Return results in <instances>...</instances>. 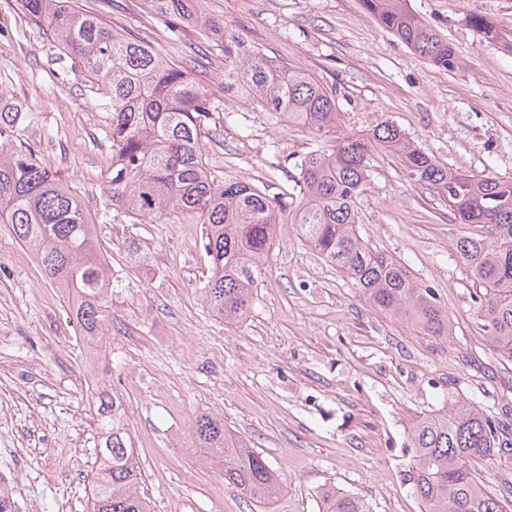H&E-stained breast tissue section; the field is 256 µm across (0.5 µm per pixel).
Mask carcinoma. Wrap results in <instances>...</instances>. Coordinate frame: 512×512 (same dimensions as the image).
Segmentation results:
<instances>
[{
  "mask_svg": "<svg viewBox=\"0 0 512 512\" xmlns=\"http://www.w3.org/2000/svg\"><path fill=\"white\" fill-rule=\"evenodd\" d=\"M167 23L173 40L195 53L197 38L213 35L223 45L224 88L236 89L265 111L321 135L336 125V98L309 74L248 46L221 18L201 13L198 0H144ZM388 33L442 70L460 61L433 26L411 12L406 0H362ZM28 18L62 45L72 63L106 91L112 110L108 138L112 168L103 188L104 214L138 220L171 212L202 224V245L211 264L204 286L211 311L224 325L244 322L252 288L264 273L277 226L291 214L303 240L345 274L370 307L401 319L423 336L446 342L452 335L448 310L434 290L416 280L406 264L370 248L357 229L356 200L370 177L377 147L399 157L408 178L448 202L461 224H479L486 235L461 237L456 252L485 289L479 305L492 347L512 361V179L454 171L418 148L395 124L381 122L368 138L345 134L302 157L297 187L301 199L288 212L285 193L237 178H211L202 139H216L214 115L224 102L195 80L198 60L177 64L140 40L120 35L103 20L81 12L72 0H21ZM22 106L0 112V224H9L34 254L43 276L73 300L85 338L99 335L108 281L94 251L96 222L64 179L16 143ZM100 437V478L91 512H151L136 490L139 468L121 393L105 383L92 393ZM413 452L408 484L423 512H512V492L492 491L481 462L512 450V440L469 402H446L416 417L409 428ZM193 446L224 467V481L259 502L283 491L278 472L243 439L210 415L195 419ZM324 512H367L359 497L336 488L318 492Z\"/></svg>",
  "mask_w": 512,
  "mask_h": 512,
  "instance_id": "obj_1",
  "label": "carcinoma"
}]
</instances>
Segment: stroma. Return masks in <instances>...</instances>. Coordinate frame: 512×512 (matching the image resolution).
<instances>
[{
    "label": "stroma",
    "mask_w": 512,
    "mask_h": 512,
    "mask_svg": "<svg viewBox=\"0 0 512 512\" xmlns=\"http://www.w3.org/2000/svg\"><path fill=\"white\" fill-rule=\"evenodd\" d=\"M77 5L175 57L167 24L143 0ZM407 6L448 39L462 67L443 71L415 56L361 0H201L246 44L335 91L341 122L331 137L387 120L450 169L512 178V53L469 23L480 14L512 37V0ZM202 46L209 64L197 78L234 115L203 147L212 177L265 180L299 202L296 165L316 137L225 90L222 52ZM62 55L19 0H0V83L24 106L18 138L97 217V249L119 283L97 342L87 343L61 289L0 224V488L14 512H57L63 502L88 512L98 473L88 373L126 399L153 512H319L317 493L329 486L360 496L369 512H421L406 482L413 418L459 399L512 426V361L489 344L479 285L455 249L484 228L451 222L446 202L376 150L357 200L359 233L436 290L451 339L367 306L289 223L278 227L249 317L227 326L203 302L210 262L195 219H101L111 114L102 89L81 67L59 65ZM202 413L223 419L281 474L276 500L250 499L199 460L191 426Z\"/></svg>",
    "instance_id": "35a3bbf8"
}]
</instances>
